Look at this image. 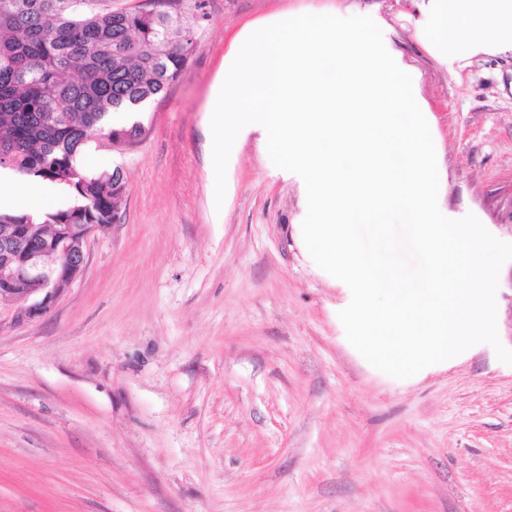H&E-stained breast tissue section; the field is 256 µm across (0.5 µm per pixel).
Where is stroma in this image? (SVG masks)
Wrapping results in <instances>:
<instances>
[{"label":"stroma","mask_w":512,"mask_h":512,"mask_svg":"<svg viewBox=\"0 0 512 512\" xmlns=\"http://www.w3.org/2000/svg\"><path fill=\"white\" fill-rule=\"evenodd\" d=\"M180 76L121 170L119 220L42 317L0 300V512H512V365L485 343L397 379L348 342L351 300L302 238V179L261 135L230 155L210 100L245 28L367 15L416 69L451 219L512 242V51L437 59L420 0H183Z\"/></svg>","instance_id":"stroma-1"}]
</instances>
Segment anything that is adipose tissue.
<instances>
[{"label":"adipose tissue","mask_w":512,"mask_h":512,"mask_svg":"<svg viewBox=\"0 0 512 512\" xmlns=\"http://www.w3.org/2000/svg\"><path fill=\"white\" fill-rule=\"evenodd\" d=\"M426 10L432 17L428 40L440 59L512 48V0H429ZM50 197L48 182L19 181L0 169V211L36 216Z\"/></svg>","instance_id":"adipose-tissue-1"}]
</instances>
